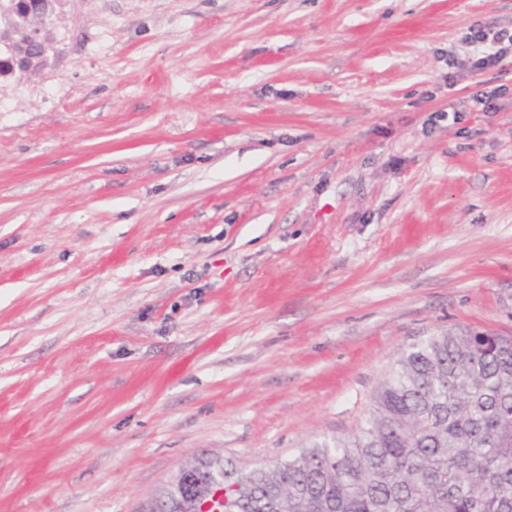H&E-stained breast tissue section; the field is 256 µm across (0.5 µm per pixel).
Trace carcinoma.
Here are the masks:
<instances>
[{"label":"carcinoma","mask_w":512,"mask_h":512,"mask_svg":"<svg viewBox=\"0 0 512 512\" xmlns=\"http://www.w3.org/2000/svg\"><path fill=\"white\" fill-rule=\"evenodd\" d=\"M224 465V512H512V336L412 345L358 431L251 470Z\"/></svg>","instance_id":"1"}]
</instances>
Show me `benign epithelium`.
I'll use <instances>...</instances> for the list:
<instances>
[{"label":"benign epithelium","mask_w":512,"mask_h":512,"mask_svg":"<svg viewBox=\"0 0 512 512\" xmlns=\"http://www.w3.org/2000/svg\"><path fill=\"white\" fill-rule=\"evenodd\" d=\"M55 17V0H29L28 13L19 12L12 2L0 0V77L14 78L16 74L29 75L42 69L48 53L54 49L51 30L29 23L30 14ZM224 494V471L214 470L209 480L195 485L189 512L207 509L210 496Z\"/></svg>","instance_id":"7a95c632"}]
</instances>
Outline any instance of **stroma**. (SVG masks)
Here are the masks:
<instances>
[{
    "instance_id": "obj_1",
    "label": "stroma",
    "mask_w": 512,
    "mask_h": 512,
    "mask_svg": "<svg viewBox=\"0 0 512 512\" xmlns=\"http://www.w3.org/2000/svg\"><path fill=\"white\" fill-rule=\"evenodd\" d=\"M487 24L512 0H64L0 84V512H138L512 335V57L448 64Z\"/></svg>"
}]
</instances>
